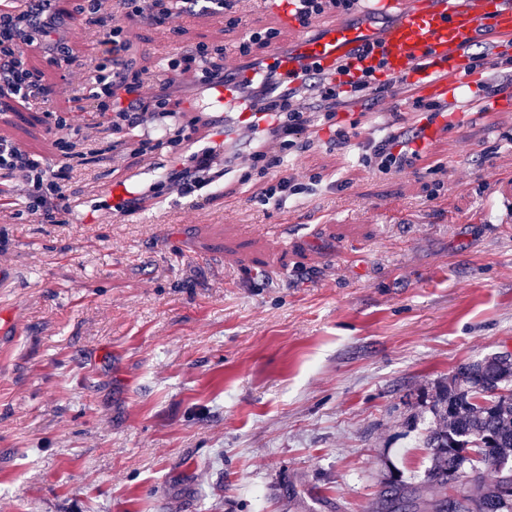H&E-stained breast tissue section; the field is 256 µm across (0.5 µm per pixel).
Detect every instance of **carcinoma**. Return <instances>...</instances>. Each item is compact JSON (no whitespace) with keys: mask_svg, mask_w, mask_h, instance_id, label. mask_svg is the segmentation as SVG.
I'll use <instances>...</instances> for the list:
<instances>
[{"mask_svg":"<svg viewBox=\"0 0 512 512\" xmlns=\"http://www.w3.org/2000/svg\"><path fill=\"white\" fill-rule=\"evenodd\" d=\"M431 408L438 421L425 440L431 466L414 487L386 477L379 512H512L504 496L512 488V363L491 355L461 364ZM451 472L459 485L448 495Z\"/></svg>","mask_w":512,"mask_h":512,"instance_id":"1","label":"carcinoma"}]
</instances>
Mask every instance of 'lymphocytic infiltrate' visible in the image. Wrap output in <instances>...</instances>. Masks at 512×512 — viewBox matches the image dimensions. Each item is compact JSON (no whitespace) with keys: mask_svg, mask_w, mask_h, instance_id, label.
<instances>
[{"mask_svg":"<svg viewBox=\"0 0 512 512\" xmlns=\"http://www.w3.org/2000/svg\"><path fill=\"white\" fill-rule=\"evenodd\" d=\"M55 2L22 0L21 8L0 11V112L11 111L12 101L18 99L41 107L55 127L68 131L67 137L57 142L64 163L54 169L43 159L0 140V178L17 179L24 184L21 203L27 212L43 223H57L65 208L62 181L74 164L84 160L83 154L74 149L81 134L79 124L51 110L53 88L43 84L26 66L25 53L30 48L46 50L66 64L86 71L85 97L107 121L113 143L124 144L132 138L137 152L164 149L172 155L173 164L163 183L150 187L154 195H162L164 185L168 184L176 186L186 197L219 181L221 172L212 168L216 146L183 156L182 150L192 140L194 127L177 120L178 102L172 87L176 75L190 72L198 85L210 90L215 84L235 81L234 72L220 67L214 62L211 49L200 44L160 62V82L151 95H144L142 80L122 63L126 51L122 23L146 18L150 23L163 24L180 11L206 5L231 17L237 0H115V9L109 16L101 14L98 0H85L80 12L87 24L101 28L103 36V58L95 63L73 56L69 45L57 39ZM469 60L471 69L492 72L490 81L481 86L484 95L512 94V52L500 51L492 59L482 48L472 53ZM255 69L260 73L259 79L243 84L244 100L250 110L245 123L255 141L274 136L281 148L277 155L253 149L251 167L262 175L282 167L285 156L307 149L302 135L310 126L327 128L332 144H345L349 133L338 118V108L349 102L368 105L383 91L375 68L362 69L355 75L349 63L343 61L337 62L333 70L309 74L295 86L278 73L276 66L261 62ZM424 137V126H420L368 140L362 159L380 173L401 172L418 159L416 143Z\"/></svg>","mask_w":512,"mask_h":512,"instance_id":"obj_1","label":"lymphocytic infiltrate"}]
</instances>
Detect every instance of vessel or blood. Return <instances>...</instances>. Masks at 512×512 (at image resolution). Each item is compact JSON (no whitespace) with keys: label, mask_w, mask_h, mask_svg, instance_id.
<instances>
[{"label":"vessel or blood","mask_w":512,"mask_h":512,"mask_svg":"<svg viewBox=\"0 0 512 512\" xmlns=\"http://www.w3.org/2000/svg\"><path fill=\"white\" fill-rule=\"evenodd\" d=\"M284 28L294 27L293 0H257ZM365 10L389 19L383 32L344 23L329 25L317 37L300 36L294 54L271 50L275 64L289 80L305 77L304 65L334 66L345 59L353 67L380 66L384 83L420 95L447 98L460 87L467 70L464 52L480 40L512 42V4L506 0H364ZM370 55H362L365 44Z\"/></svg>","instance_id":"obj_1"}]
</instances>
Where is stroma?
<instances>
[{
	"mask_svg": "<svg viewBox=\"0 0 512 512\" xmlns=\"http://www.w3.org/2000/svg\"><path fill=\"white\" fill-rule=\"evenodd\" d=\"M236 14L126 22L124 61L147 77L172 44L232 57L276 25L255 0ZM53 109L82 126L65 193L93 212L0 208V512H377L381 476L420 480L437 385L512 351V106L383 175L358 161L364 134L418 124L390 89L353 105L346 146L322 131L291 159L311 194L262 205L245 165L119 216L102 188L159 181L169 156L113 147L69 95ZM0 136L62 163L27 106Z\"/></svg>",
	"mask_w": 512,
	"mask_h": 512,
	"instance_id": "obj_1",
	"label": "stroma"
}]
</instances>
